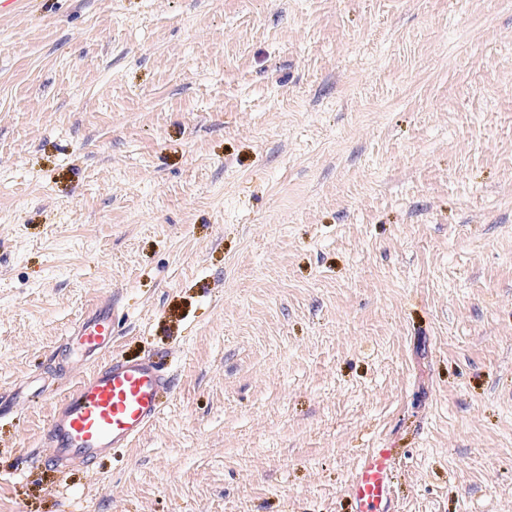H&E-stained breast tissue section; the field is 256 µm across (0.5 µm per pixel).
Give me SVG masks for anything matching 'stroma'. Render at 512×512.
<instances>
[{"label":"stroma","instance_id":"35a3bbf8","mask_svg":"<svg viewBox=\"0 0 512 512\" xmlns=\"http://www.w3.org/2000/svg\"><path fill=\"white\" fill-rule=\"evenodd\" d=\"M176 390L48 462L72 323ZM0 512H512V0L0 15ZM115 308L112 296L103 297L91 309L82 313L70 327L64 341L71 360L79 352L83 364H92L112 349V326ZM397 454L394 448L368 449L352 475L350 512H395L392 477Z\"/></svg>","mask_w":512,"mask_h":512}]
</instances>
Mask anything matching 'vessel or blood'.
I'll return each mask as SVG.
<instances>
[{
	"label": "vessel or blood",
	"instance_id": "1",
	"mask_svg": "<svg viewBox=\"0 0 512 512\" xmlns=\"http://www.w3.org/2000/svg\"><path fill=\"white\" fill-rule=\"evenodd\" d=\"M115 308L100 299L70 327L66 352H79L90 371L57 404L45 439L58 467L93 465L113 449L129 448L158 418L175 389V379L158 359L111 356ZM393 448H371L358 463L348 494L351 512H395Z\"/></svg>",
	"mask_w": 512,
	"mask_h": 512
}]
</instances>
